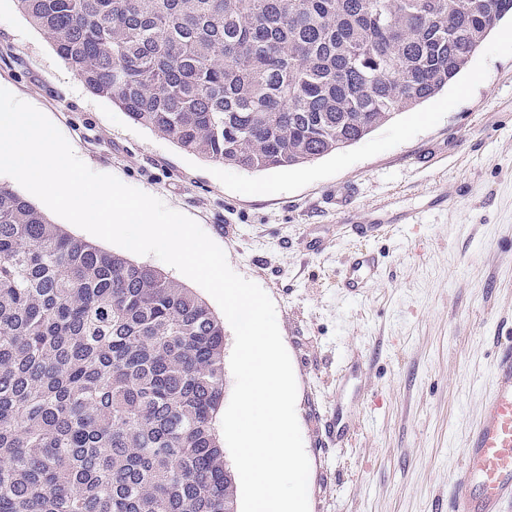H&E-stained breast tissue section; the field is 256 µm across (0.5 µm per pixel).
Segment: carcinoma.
I'll return each instance as SVG.
<instances>
[{
    "mask_svg": "<svg viewBox=\"0 0 512 512\" xmlns=\"http://www.w3.org/2000/svg\"><path fill=\"white\" fill-rule=\"evenodd\" d=\"M136 123L248 171L345 148L457 79L512 0H17ZM224 323L0 185V512H237Z\"/></svg>",
    "mask_w": 512,
    "mask_h": 512,
    "instance_id": "obj_1",
    "label": "carcinoma"
}]
</instances>
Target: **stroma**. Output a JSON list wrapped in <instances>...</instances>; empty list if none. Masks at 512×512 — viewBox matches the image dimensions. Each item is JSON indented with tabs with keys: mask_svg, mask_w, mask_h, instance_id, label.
Returning <instances> with one entry per match:
<instances>
[{
	"mask_svg": "<svg viewBox=\"0 0 512 512\" xmlns=\"http://www.w3.org/2000/svg\"><path fill=\"white\" fill-rule=\"evenodd\" d=\"M356 143L287 169L204 160L73 75L0 0V87L98 173L195 220L275 305L296 382L309 512H448L461 450L512 336V39ZM387 224L369 239L348 222ZM370 251L376 280L340 288ZM348 428L337 439V428Z\"/></svg>",
	"mask_w": 512,
	"mask_h": 512,
	"instance_id": "35a3bbf8",
	"label": "stroma"
}]
</instances>
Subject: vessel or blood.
<instances>
[{
  "mask_svg": "<svg viewBox=\"0 0 512 512\" xmlns=\"http://www.w3.org/2000/svg\"><path fill=\"white\" fill-rule=\"evenodd\" d=\"M377 273L373 257L353 258L342 285L358 290ZM495 376V386L482 403L481 419L462 451L464 467L448 512H504L505 506H512V336L501 347Z\"/></svg>",
  "mask_w": 512,
  "mask_h": 512,
  "instance_id": "1",
  "label": "vessel or blood"
}]
</instances>
